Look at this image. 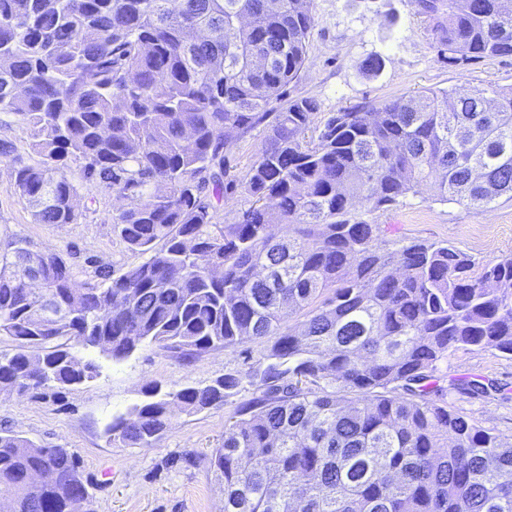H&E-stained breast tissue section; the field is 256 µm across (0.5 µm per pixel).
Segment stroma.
Wrapping results in <instances>:
<instances>
[{
    "mask_svg": "<svg viewBox=\"0 0 512 512\" xmlns=\"http://www.w3.org/2000/svg\"><path fill=\"white\" fill-rule=\"evenodd\" d=\"M308 62L289 96H312L322 114L362 101L384 102L426 89H472L512 85V57L451 66L436 45L413 0H315ZM382 55L385 67L370 78L362 61ZM13 156H0V249L23 239L31 249H51L70 266L78 284L96 283L97 268L113 276L143 262L113 227L130 199L82 181L81 164L67 160L77 181L76 223L60 227L35 223L15 182L17 163L35 165L30 130L20 118L0 113V141ZM385 225L384 245L396 250L412 240L447 242L479 261L512 255V201L496 207H460L435 201L429 189L385 210L370 212ZM268 341L247 342L180 358L146 345L115 363L101 360L94 379L47 394L0 395V429L51 448L74 452L95 512H224V494L205 463L224 439L235 402L186 415L176 414L163 438L150 448L110 442L105 429L145 398L154 384L163 390L185 384L205 386L227 373H243L262 361ZM446 380H477L489 391L479 397L449 390L448 403L478 426L512 440V358L498 351L459 350L440 366Z\"/></svg>",
    "mask_w": 512,
    "mask_h": 512,
    "instance_id": "obj_1",
    "label": "stroma"
}]
</instances>
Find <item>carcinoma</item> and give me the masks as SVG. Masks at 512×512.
Instances as JSON below:
<instances>
[{
	"instance_id": "carcinoma-1",
	"label": "carcinoma",
	"mask_w": 512,
	"mask_h": 512,
	"mask_svg": "<svg viewBox=\"0 0 512 512\" xmlns=\"http://www.w3.org/2000/svg\"><path fill=\"white\" fill-rule=\"evenodd\" d=\"M314 0H0V112L41 157L16 184L38 224L77 221L81 178L135 200L113 223L146 256L120 277L76 286L54 251L0 253V394L81 384L144 344L181 356L272 340L245 376L154 386L106 434L151 447L177 412L238 393L207 463L224 512H512V441L448 406L439 365L453 352L512 358V255L480 262L447 243L390 252L357 207L422 187L457 206L512 200V86L427 89L317 120L288 97L308 61ZM450 66L512 56L501 0H414ZM384 68L378 54L363 74ZM268 129L245 175L236 142ZM254 204L213 223L212 200ZM52 319L44 305L66 307ZM300 314V332L282 325ZM43 477L40 485L31 475ZM90 494L68 448L0 430V503L71 512Z\"/></svg>"
}]
</instances>
